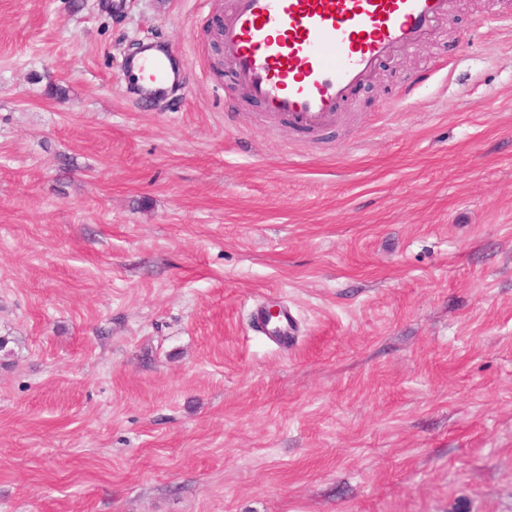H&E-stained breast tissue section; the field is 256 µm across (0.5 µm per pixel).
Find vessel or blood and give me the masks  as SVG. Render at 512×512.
I'll use <instances>...</instances> for the list:
<instances>
[{
    "label": "vessel or blood",
    "mask_w": 512,
    "mask_h": 512,
    "mask_svg": "<svg viewBox=\"0 0 512 512\" xmlns=\"http://www.w3.org/2000/svg\"><path fill=\"white\" fill-rule=\"evenodd\" d=\"M452 0H232L224 54L236 82L269 112L306 132L326 129L352 87L394 52L414 46ZM186 60L158 41L128 59V88L143 98L182 83ZM254 331L277 344L293 335L287 306L251 310Z\"/></svg>",
    "instance_id": "obj_1"
}]
</instances>
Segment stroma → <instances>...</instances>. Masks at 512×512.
I'll list each match as a JSON object with an SVG mask.
<instances>
[{"mask_svg": "<svg viewBox=\"0 0 512 512\" xmlns=\"http://www.w3.org/2000/svg\"><path fill=\"white\" fill-rule=\"evenodd\" d=\"M231 5L0 0V512H512V0L314 135ZM148 41L190 66L142 105ZM251 322L254 331L276 344H284L288 336L294 334L292 316L287 305L280 306L275 315H270L266 306L256 305L251 310Z\"/></svg>", "mask_w": 512, "mask_h": 512, "instance_id": "stroma-1", "label": "stroma"}]
</instances>
